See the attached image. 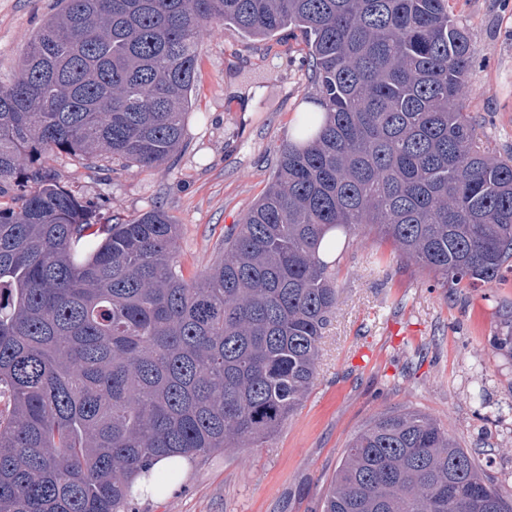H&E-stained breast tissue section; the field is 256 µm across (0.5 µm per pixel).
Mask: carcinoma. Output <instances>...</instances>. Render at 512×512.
Wrapping results in <instances>:
<instances>
[{"label": "carcinoma", "instance_id": "carcinoma-1", "mask_svg": "<svg viewBox=\"0 0 512 512\" xmlns=\"http://www.w3.org/2000/svg\"><path fill=\"white\" fill-rule=\"evenodd\" d=\"M60 2L0 85V512H125L153 461L275 436L336 310L330 232L367 227L443 288L512 270V156L467 117L448 0ZM208 22L299 32L323 115L188 280L163 208L98 224L46 161L170 160ZM322 512H512V492L430 416L385 411Z\"/></svg>", "mask_w": 512, "mask_h": 512}]
</instances>
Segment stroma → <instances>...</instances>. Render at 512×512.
<instances>
[{"mask_svg":"<svg viewBox=\"0 0 512 512\" xmlns=\"http://www.w3.org/2000/svg\"><path fill=\"white\" fill-rule=\"evenodd\" d=\"M472 46L466 110L495 155L512 154V0H449ZM58 0H0V84L20 71ZM315 88L289 32L264 39L205 25L184 148L144 169L118 158L48 160L57 181L95 204L100 223L162 207L180 226L185 277L210 266L224 234L266 192L278 152ZM339 300L306 399L270 440L197 457L161 503L128 512H320L350 440L378 413L413 410L447 428L512 490V273L475 288H438L400 263L392 243L351 236L333 268Z\"/></svg>","mask_w":512,"mask_h":512,"instance_id":"obj_1","label":"stroma"}]
</instances>
